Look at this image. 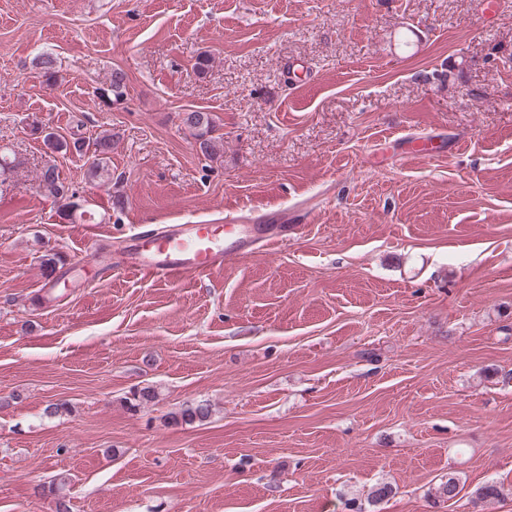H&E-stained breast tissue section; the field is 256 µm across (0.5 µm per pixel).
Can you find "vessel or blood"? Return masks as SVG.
<instances>
[{"instance_id": "b4317fda", "label": "vessel or blood", "mask_w": 512, "mask_h": 512, "mask_svg": "<svg viewBox=\"0 0 512 512\" xmlns=\"http://www.w3.org/2000/svg\"><path fill=\"white\" fill-rule=\"evenodd\" d=\"M287 211L268 214L254 224L241 215L224 221L169 224L134 236L127 270L149 277L177 279L211 273L225 261L267 249L287 234Z\"/></svg>"}]
</instances>
